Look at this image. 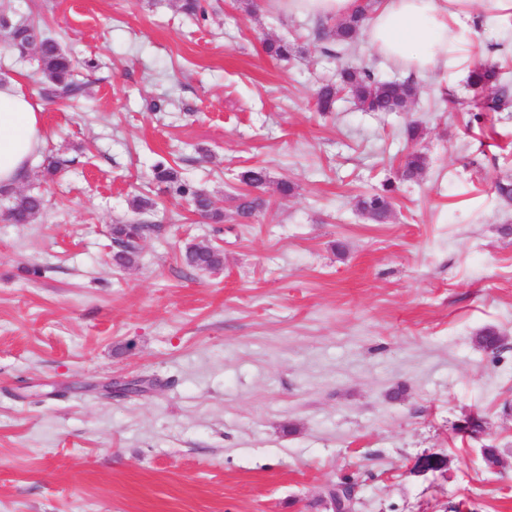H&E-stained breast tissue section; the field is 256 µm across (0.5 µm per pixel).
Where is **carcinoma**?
Masks as SVG:
<instances>
[{
    "instance_id": "obj_1",
    "label": "carcinoma",
    "mask_w": 512,
    "mask_h": 512,
    "mask_svg": "<svg viewBox=\"0 0 512 512\" xmlns=\"http://www.w3.org/2000/svg\"><path fill=\"white\" fill-rule=\"evenodd\" d=\"M361 21L360 16L352 17L335 24L330 30L319 32V35L328 42L348 47L354 44ZM0 27L8 31L11 48L19 55L23 56L32 50L36 52L38 70L43 78V91L47 97L70 100L82 95L83 84L74 76L72 59L61 49L58 42L43 36L39 27L34 24L13 22L11 12L6 8L0 11ZM472 85L487 90L499 88V69L494 65L475 64ZM341 89L346 90L365 112H400L412 102L419 91L418 86L411 80H380L365 68L347 67L341 71L339 82L324 84L316 91L317 109L321 112L330 111ZM425 164L423 154L417 151L409 153L403 164L402 176L407 180L419 176ZM154 171L156 180L165 185V190L188 199L203 216L216 222L221 221V214L212 210L211 199L204 189L183 181L176 169L163 162L157 163ZM238 180L245 187L257 190L266 185L267 172L260 166L246 168L239 173ZM0 194L10 202L7 217L13 223L31 224L40 216L43 207L40 195L17 193L13 190ZM390 206L389 196L385 193L370 194L358 202L359 209L374 222L387 219ZM112 232L116 237L126 239L128 243L116 264L123 268L134 266L138 259L135 240L141 236L142 226L115 224ZM184 259L191 268L207 270L220 266L223 263V254L214 247L193 245L187 248Z\"/></svg>"
}]
</instances>
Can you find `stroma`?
I'll list each match as a JSON object with an SVG mask.
<instances>
[{
	"mask_svg": "<svg viewBox=\"0 0 512 512\" xmlns=\"http://www.w3.org/2000/svg\"><path fill=\"white\" fill-rule=\"evenodd\" d=\"M70 50L84 91L48 100L0 32V79L43 108L41 158L20 189L42 215L15 224L0 199V512H512V106L479 101L455 72L416 76L405 111L313 93L347 66L405 80L365 36L329 53L316 21L265 0H11ZM293 44L271 57L270 40ZM470 61L501 65L512 30L476 25ZM419 124V179L398 178ZM70 165L43 177L42 159ZM176 164L221 221L164 194ZM269 181L237 213L238 173ZM287 181L295 192L280 196ZM395 183L392 211L359 199ZM154 201L136 212L135 196ZM148 224L137 263L112 262V227ZM219 248L215 271L188 246ZM502 339L480 347L484 329ZM142 390L114 393L117 382ZM477 414L483 429L457 426ZM499 449L488 469L481 450ZM448 457L418 475V460ZM390 197L386 193H374L362 197L358 202L359 209L366 214L371 221L376 223L387 220L388 208L391 206ZM184 259L186 265L191 268L207 270L220 266L224 257L217 248L193 245L187 248Z\"/></svg>",
	"mask_w": 512,
	"mask_h": 512,
	"instance_id": "1",
	"label": "stroma"
}]
</instances>
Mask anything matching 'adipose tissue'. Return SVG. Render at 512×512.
I'll return each mask as SVG.
<instances>
[{
    "label": "adipose tissue",
    "instance_id": "ef3b65f1",
    "mask_svg": "<svg viewBox=\"0 0 512 512\" xmlns=\"http://www.w3.org/2000/svg\"><path fill=\"white\" fill-rule=\"evenodd\" d=\"M288 16L335 22L362 15L377 57L423 74L463 66L475 14L512 25V0H268ZM44 140L43 109L15 81L0 85V187L25 180Z\"/></svg>",
    "mask_w": 512,
    "mask_h": 512
}]
</instances>
